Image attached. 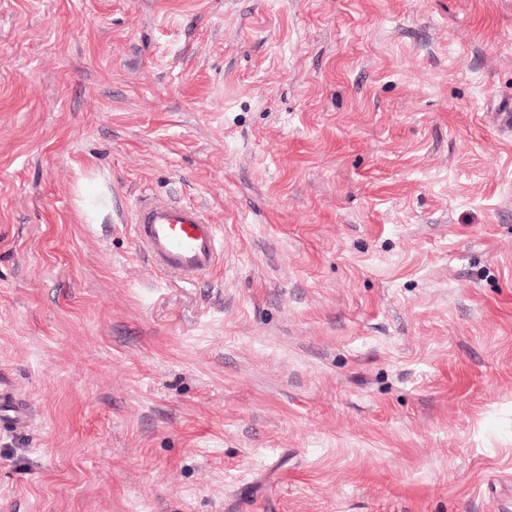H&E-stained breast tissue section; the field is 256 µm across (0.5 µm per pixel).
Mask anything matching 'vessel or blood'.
<instances>
[{
  "instance_id": "obj_1",
  "label": "vessel or blood",
  "mask_w": 512,
  "mask_h": 512,
  "mask_svg": "<svg viewBox=\"0 0 512 512\" xmlns=\"http://www.w3.org/2000/svg\"><path fill=\"white\" fill-rule=\"evenodd\" d=\"M137 245L165 272L192 283L211 274L222 258L224 228L192 205L149 197L135 206Z\"/></svg>"
}]
</instances>
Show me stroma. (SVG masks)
<instances>
[{"mask_svg":"<svg viewBox=\"0 0 512 512\" xmlns=\"http://www.w3.org/2000/svg\"><path fill=\"white\" fill-rule=\"evenodd\" d=\"M509 102L512 0H0V512H512ZM131 221L135 241L147 256L188 283L211 274L222 258L223 225L213 224L196 206L143 198Z\"/></svg>","mask_w":512,"mask_h":512,"instance_id":"stroma-1","label":"stroma"}]
</instances>
